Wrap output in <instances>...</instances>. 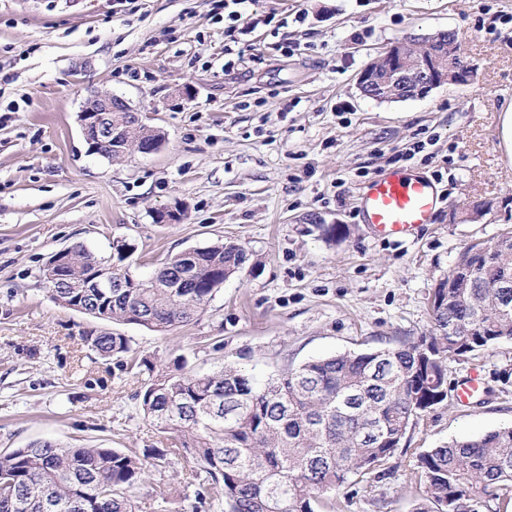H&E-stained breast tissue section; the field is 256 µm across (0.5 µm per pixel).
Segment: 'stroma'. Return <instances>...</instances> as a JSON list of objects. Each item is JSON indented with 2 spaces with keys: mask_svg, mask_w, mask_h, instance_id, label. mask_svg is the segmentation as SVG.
<instances>
[{
  "mask_svg": "<svg viewBox=\"0 0 512 512\" xmlns=\"http://www.w3.org/2000/svg\"><path fill=\"white\" fill-rule=\"evenodd\" d=\"M0 0V452L51 440L143 452L166 439L147 419L141 378L84 345L103 321L55 302L42 281L54 253L112 255L135 244L130 271L221 241L249 261L187 325H118L159 364L186 355L208 373L239 364L256 379L287 364L377 348L430 332V299L467 244L512 229V165L498 115L512 101V0H249L262 63L224 68L212 0ZM456 34L474 70L421 99L364 97L360 72L407 35ZM299 42L294 55L283 40ZM124 97L165 134L155 153L110 161L89 152L78 114L91 91ZM424 149L412 153L415 142ZM389 167L440 175L434 223L408 239L374 236L354 198ZM469 199L490 209L460 210ZM182 204L178 224L157 212ZM336 225L335 236L323 229ZM512 341L449 362L448 399L410 430L381 477L318 512H413L421 448L512 426ZM481 391L461 402L458 383ZM195 460L171 456L131 495L139 512H222ZM385 499L384 508L372 501Z\"/></svg>",
  "mask_w": 512,
  "mask_h": 512,
  "instance_id": "obj_1",
  "label": "stroma"
}]
</instances>
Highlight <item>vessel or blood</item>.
Returning a JSON list of instances; mask_svg holds the SVG:
<instances>
[{
  "label": "vessel or blood",
  "instance_id": "1",
  "mask_svg": "<svg viewBox=\"0 0 512 512\" xmlns=\"http://www.w3.org/2000/svg\"><path fill=\"white\" fill-rule=\"evenodd\" d=\"M442 194L431 178L388 168L364 184L355 197L362 223L383 238L405 239L432 223Z\"/></svg>",
  "mask_w": 512,
  "mask_h": 512
}]
</instances>
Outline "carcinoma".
<instances>
[{
  "label": "carcinoma",
  "mask_w": 512,
  "mask_h": 512,
  "mask_svg": "<svg viewBox=\"0 0 512 512\" xmlns=\"http://www.w3.org/2000/svg\"><path fill=\"white\" fill-rule=\"evenodd\" d=\"M129 138L164 135L139 125ZM134 252L128 242L109 262L72 247L54 271L66 283L50 289L52 299L101 321L169 331L201 314L248 261L241 247L215 243L141 279L124 265ZM103 269L125 287H95ZM436 297L429 336L311 359L263 382L231 364L200 374L186 370L183 355L172 369L143 357L141 408L173 434L172 447L140 457L36 440L1 452L0 512H137L129 491L151 461L182 453L196 460L224 512H316L321 497L383 472L408 429L448 398V360L512 340V233L465 247ZM82 340L103 358L133 352L129 337L108 328ZM410 474L423 488L415 512H468L473 504L512 512V427L425 448Z\"/></svg>",
  "instance_id": "1"
}]
</instances>
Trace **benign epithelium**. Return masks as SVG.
I'll return each mask as SVG.
<instances>
[{
    "label": "benign epithelium",
    "mask_w": 512,
    "mask_h": 512,
    "mask_svg": "<svg viewBox=\"0 0 512 512\" xmlns=\"http://www.w3.org/2000/svg\"><path fill=\"white\" fill-rule=\"evenodd\" d=\"M438 36L410 38L391 46L370 62L360 73L358 86L363 96L391 101L425 97L439 86L462 84L471 77V70L462 63L460 46L448 43V54L432 49ZM406 94L396 95V87ZM128 113L127 121H112V113ZM84 138L89 143H104L121 152L126 147V130L143 123L142 115L125 98L110 92L93 91L78 114Z\"/></svg>",
    "instance_id": "1"
}]
</instances>
